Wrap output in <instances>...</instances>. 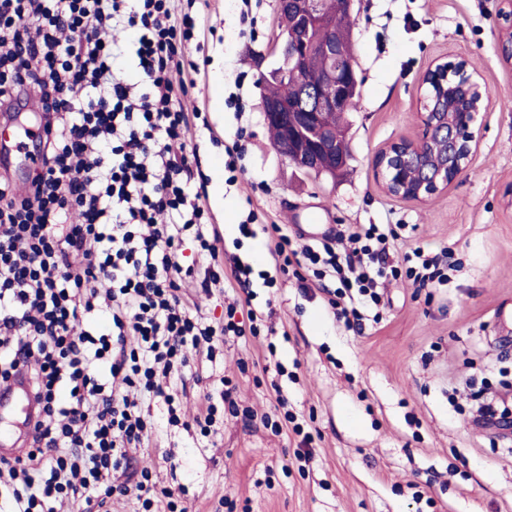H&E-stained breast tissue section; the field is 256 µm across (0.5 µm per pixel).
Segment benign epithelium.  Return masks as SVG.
I'll list each match as a JSON object with an SVG mask.
<instances>
[{
	"label": "benign epithelium",
	"mask_w": 512,
	"mask_h": 512,
	"mask_svg": "<svg viewBox=\"0 0 512 512\" xmlns=\"http://www.w3.org/2000/svg\"><path fill=\"white\" fill-rule=\"evenodd\" d=\"M501 18L507 28L500 32L499 48H507L512 64V0H502ZM278 13L290 14L293 22L281 28L275 38L279 58L287 67L280 73V96L261 100L266 125L282 132L277 150L290 164L316 176L336 175V128L325 122L333 112L351 110L354 98L349 96V80L353 69L348 65L349 40L336 35V12L330 0H277ZM312 68L323 73L309 83L303 76ZM452 68L434 63L422 76L421 87L434 84L436 90L420 96L417 121L421 135L415 139L400 138L384 145L375 155L374 168L383 190L390 196L421 202L447 192L448 185L473 161L477 145L471 126L477 114L489 107L490 98L480 96L472 105L463 106L462 94L448 86ZM328 82L336 93L325 95L319 84ZM447 134L448 156L453 164L432 167L427 163L435 134ZM419 161L417 183L410 186L401 178H387L385 170H401V163Z\"/></svg>",
	"instance_id": "obj_1"
}]
</instances>
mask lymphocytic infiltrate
Instances as JSON below:
<instances>
[{"instance_id":"f902f5d3","label":"lymphocytic infiltrate","mask_w":512,"mask_h":512,"mask_svg":"<svg viewBox=\"0 0 512 512\" xmlns=\"http://www.w3.org/2000/svg\"><path fill=\"white\" fill-rule=\"evenodd\" d=\"M195 27L170 0H0V105L34 95L50 133L26 193L0 175V380L28 366L38 401L28 455L0 459V512H55L63 500L102 507L114 493L134 494L143 512L160 503L178 512L149 468L111 482L152 432L141 405H170L167 379L214 340L260 333L237 320L236 305L214 327L185 299L184 236L218 258L205 194L185 181L197 155L184 148L181 76ZM127 29L141 88L112 70L113 33ZM270 230L283 267L335 280L330 304L356 332L386 283L448 281L442 255L422 247L389 261L390 227L351 225L344 252L330 238L297 250L280 225ZM95 311L108 316L105 332L81 328ZM168 414L179 423L176 408Z\"/></svg>"}]
</instances>
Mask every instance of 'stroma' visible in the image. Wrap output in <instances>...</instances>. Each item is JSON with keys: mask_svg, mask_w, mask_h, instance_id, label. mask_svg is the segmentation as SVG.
Instances as JSON below:
<instances>
[{"mask_svg": "<svg viewBox=\"0 0 512 512\" xmlns=\"http://www.w3.org/2000/svg\"><path fill=\"white\" fill-rule=\"evenodd\" d=\"M242 0H174L198 18L189 51L199 62L189 98L202 123L190 137L202 173L223 170L224 148L245 147L235 184L207 182L205 203L221 240L217 261L200 257L185 237L179 262L192 268L205 323L223 322L229 302L238 320L262 317L260 336L228 337L213 357L199 356L168 392L154 400L157 430L131 454L133 469L150 467L181 492L188 512H214L220 499L233 512H512V431L485 423L470 399L512 406V66L501 59L499 0H355L351 20L361 83L348 114L351 161L340 177L299 171L273 146L261 110L263 75L279 58L273 36L276 0H258V36L240 22ZM466 58L491 105L480 113L471 167L447 193L423 202L386 195L373 168L376 153L399 138H416L420 79L435 60ZM241 96L244 112L227 104ZM43 149L40 140L6 141L0 163L26 187ZM259 222L290 228L309 214L340 231L350 224L401 225L391 253L411 247L448 251L447 284L426 291L408 281L389 285L380 323L363 332L337 321L329 295L311 271L279 273L266 237L241 234L249 212ZM252 269L250 292L231 277L233 262ZM235 390L240 415L217 419L202 436L192 418L223 382ZM310 433L273 432L261 415L280 419L277 395ZM186 424L167 423L168 407ZM256 419L245 418V410ZM309 460H302V452Z\"/></svg>", "mask_w": 512, "mask_h": 512, "instance_id": "35a3bbf8", "label": "stroma"}]
</instances>
